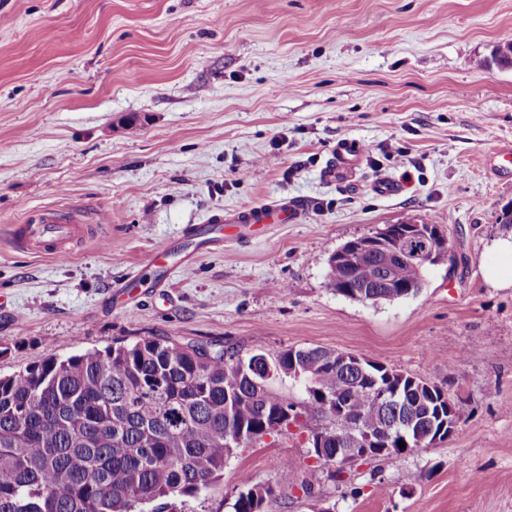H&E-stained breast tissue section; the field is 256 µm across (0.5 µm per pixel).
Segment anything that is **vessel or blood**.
Listing matches in <instances>:
<instances>
[{
  "instance_id": "obj_1",
  "label": "vessel or blood",
  "mask_w": 512,
  "mask_h": 512,
  "mask_svg": "<svg viewBox=\"0 0 512 512\" xmlns=\"http://www.w3.org/2000/svg\"><path fill=\"white\" fill-rule=\"evenodd\" d=\"M364 157L359 143L352 140L340 141L329 164L323 170L326 180L350 172L360 166ZM303 206L296 201H278L268 204L243 207L221 217L225 230L234 231L241 227L256 228L265 224H289L301 215ZM77 233V218L66 213L48 212L41 215L34 224L22 225L16 239L20 249L47 253L57 258L68 257L70 245ZM177 253L171 242H163L142 258L140 265L145 269L159 270L167 266Z\"/></svg>"
}]
</instances>
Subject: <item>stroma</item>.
Returning <instances> with one entry per match:
<instances>
[{"instance_id":"35a3bbf8","label":"stroma","mask_w":512,"mask_h":512,"mask_svg":"<svg viewBox=\"0 0 512 512\" xmlns=\"http://www.w3.org/2000/svg\"><path fill=\"white\" fill-rule=\"evenodd\" d=\"M512 0H0V376L49 356L173 338L246 357L353 352L443 387L446 442L343 468L301 427L240 448L223 477L156 512H227L293 461L271 512H512V287L487 284L512 176ZM365 149L330 183L339 141ZM404 191L376 192L383 179ZM297 199L301 217L220 240L148 287L143 255L192 224ZM89 234L65 259L15 247L45 211ZM434 224L453 263L414 297L337 295L328 259L385 224ZM310 492H303L302 484Z\"/></svg>"}]
</instances>
